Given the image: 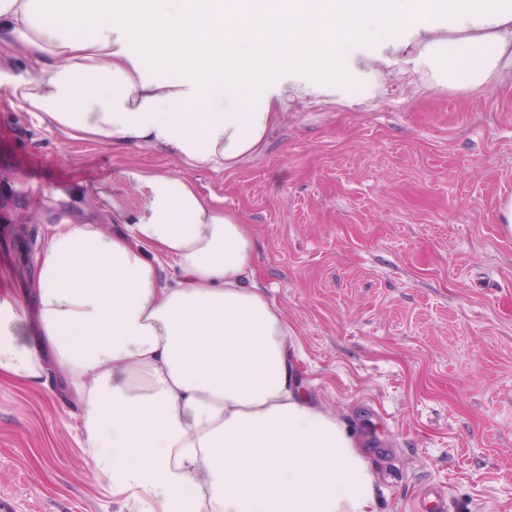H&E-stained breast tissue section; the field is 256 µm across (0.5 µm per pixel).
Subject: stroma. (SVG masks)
<instances>
[{"instance_id": "35a3bbf8", "label": "stroma", "mask_w": 512, "mask_h": 512, "mask_svg": "<svg viewBox=\"0 0 512 512\" xmlns=\"http://www.w3.org/2000/svg\"><path fill=\"white\" fill-rule=\"evenodd\" d=\"M132 167L188 177L256 235L297 385L364 437L379 512H410L429 483L450 512H512V85L465 93L396 66L367 101L292 104L222 172L67 138L0 91V294L35 275L45 225L139 210ZM0 512H138L93 476L56 381L0 380Z\"/></svg>"}]
</instances>
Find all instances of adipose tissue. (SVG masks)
<instances>
[{
    "label": "adipose tissue",
    "instance_id": "ef3b65f1",
    "mask_svg": "<svg viewBox=\"0 0 512 512\" xmlns=\"http://www.w3.org/2000/svg\"><path fill=\"white\" fill-rule=\"evenodd\" d=\"M19 55L9 94L40 123L221 171L290 100L372 98L383 66L470 93L512 80V0H81L77 21L68 0H0V56ZM126 176L146 193L113 207L118 232L46 225L36 278L0 297V376L41 385L53 358L93 472L146 512H378L362 439L297 392L257 238L187 177Z\"/></svg>",
    "mask_w": 512,
    "mask_h": 512
}]
</instances>
